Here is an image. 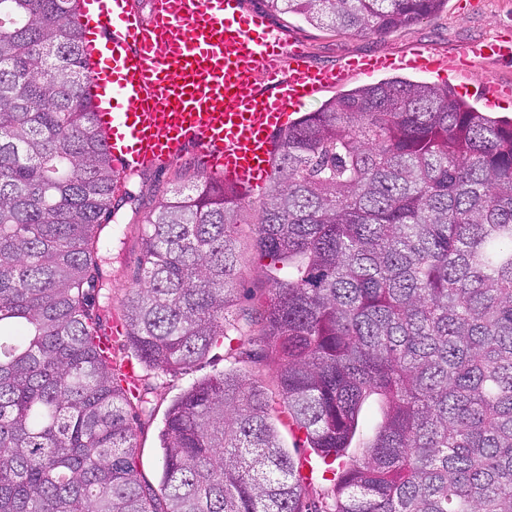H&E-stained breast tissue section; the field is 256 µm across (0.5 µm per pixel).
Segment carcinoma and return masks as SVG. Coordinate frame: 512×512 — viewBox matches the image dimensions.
<instances>
[{
	"label": "carcinoma",
	"mask_w": 512,
	"mask_h": 512,
	"mask_svg": "<svg viewBox=\"0 0 512 512\" xmlns=\"http://www.w3.org/2000/svg\"><path fill=\"white\" fill-rule=\"evenodd\" d=\"M265 3L383 35L447 0ZM84 4L0 0V512H512V121L398 77L289 125L254 205L177 173L121 304L144 367H191L239 332L233 228L255 225L270 296L247 320L308 447L344 458L332 504L306 497L265 389L237 369L173 402L160 488L141 480L149 401L97 351L118 171L93 120Z\"/></svg>",
	"instance_id": "carcinoma-1"
}]
</instances>
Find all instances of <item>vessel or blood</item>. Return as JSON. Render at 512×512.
<instances>
[{
    "mask_svg": "<svg viewBox=\"0 0 512 512\" xmlns=\"http://www.w3.org/2000/svg\"><path fill=\"white\" fill-rule=\"evenodd\" d=\"M88 2L81 32L95 60L94 115L114 163L128 172L176 163L191 145L208 175L259 194L292 113L362 72L435 68L420 50L311 67L243 0H152L147 18L131 0ZM511 58L512 39H482L448 67L464 74Z\"/></svg>",
    "mask_w": 512,
    "mask_h": 512,
    "instance_id": "obj_1",
    "label": "vessel or blood"
}]
</instances>
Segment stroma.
<instances>
[{
  "instance_id": "obj_1",
  "label": "stroma",
  "mask_w": 512,
  "mask_h": 512,
  "mask_svg": "<svg viewBox=\"0 0 512 512\" xmlns=\"http://www.w3.org/2000/svg\"><path fill=\"white\" fill-rule=\"evenodd\" d=\"M246 9L266 15L284 42L300 46L310 65L334 66L352 59L371 56L396 57L421 47L444 60L459 55L469 43L491 35L512 38V0H448L437 15L414 26L387 35H355L316 29L302 20L268 12L263 0H246ZM403 77L413 81H428L452 87L454 90H476L486 85H512V61H486L464 77L448 73L424 74L406 69ZM174 166L148 168L125 177V189L115 195L121 221L112 227L110 259L103 266L106 287L112 294L113 305H120L133 285L136 261L142 252L141 223L168 188ZM237 245L242 255L238 285L247 296L235 306L229 317L241 320L257 312L268 299L265 279L267 259L261 258L254 247V227L237 225ZM234 367L262 383L275 414H282L283 404L278 395L275 370L271 360L260 354L257 329L248 335L219 339L208 355L196 366L183 371H149L138 368V388L145 394L152 410L136 427L138 469L143 480L158 485L162 469L163 450L160 435L168 409L174 400L192 384Z\"/></svg>"
}]
</instances>
